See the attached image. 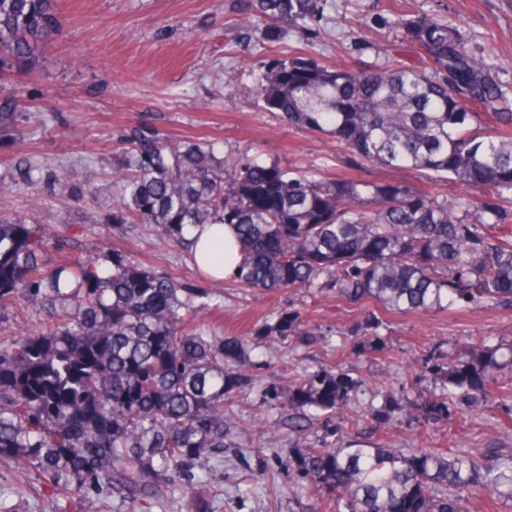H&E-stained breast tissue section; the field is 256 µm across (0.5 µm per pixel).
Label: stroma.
<instances>
[{"label": "stroma", "instance_id": "stroma-1", "mask_svg": "<svg viewBox=\"0 0 512 512\" xmlns=\"http://www.w3.org/2000/svg\"><path fill=\"white\" fill-rule=\"evenodd\" d=\"M58 6L64 38L43 51L33 73L13 81L24 107L16 136H0V183L12 187L0 196V215L50 228L67 253L95 257L106 245L192 288L206 305L200 321L216 335L247 339L248 382L230 407L241 433L161 489L163 508L101 488L69 504L54 481L35 473L21 482L4 471L0 512H54L61 504L67 512H327L323 498L289 467V449L418 441L480 459L512 453V308L392 313L372 299L350 305L329 289L267 292L233 278L214 282L154 225L112 226L119 199L112 171L135 130L197 140L234 163L257 159L327 178L405 182L455 200L454 183L434 186L414 169L352 159L328 135L288 126L264 109L255 85L276 58L303 56L350 69L391 57L421 65L397 20L426 12L462 19L471 47L490 56L512 87V0H329L318 27L284 31L275 43L265 40L262 26H247L249 0H58ZM228 72L236 75L229 86ZM73 167L80 181L59 191L57 175ZM284 311L297 315L300 335L270 342L256 335ZM45 323L39 307L10 303L0 308V341ZM307 331L312 341L304 340ZM474 349L494 352L506 394L479 411L454 394L448 420L426 419V400L444 389L427 360L445 362ZM321 369L359 380L347 417L309 421L271 400L272 390H287L297 373ZM392 396L403 411L385 427L371 412ZM202 480L208 492L188 506L187 489Z\"/></svg>", "mask_w": 512, "mask_h": 512}]
</instances>
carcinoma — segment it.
Here are the masks:
<instances>
[{"label":"carcinoma","mask_w":512,"mask_h":512,"mask_svg":"<svg viewBox=\"0 0 512 512\" xmlns=\"http://www.w3.org/2000/svg\"><path fill=\"white\" fill-rule=\"evenodd\" d=\"M328 0H252L265 38L320 23ZM423 66L348 69L296 56L272 62L256 97L288 124L324 133L376 165L422 171L463 193L450 204L404 182L293 175L275 163L231 168L212 148L133 135L116 175L124 209L112 223L154 224L178 246L194 227L231 224L249 288H334L409 312L512 305V90L469 46L458 21L398 20ZM63 31L57 0H0V132L17 131L19 95L4 82L30 73ZM54 236L0 219V302L40 306L48 325L0 343V468L150 494L169 474L224 449L228 400L246 383L244 340L195 326L200 306L178 280L120 250L49 255ZM282 312L256 336L297 334ZM497 361L473 353L434 365L470 410L487 406ZM358 381L305 373L272 399L338 415ZM448 414V394L429 401ZM297 475L329 512H467L465 494L512 500V454L483 461L425 448H297Z\"/></svg>","instance_id":"carcinoma-1"}]
</instances>
